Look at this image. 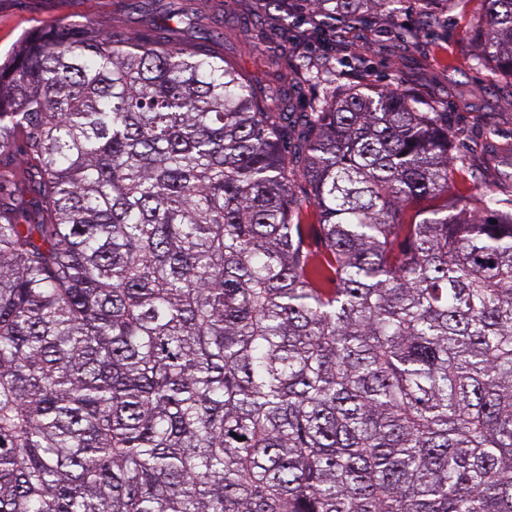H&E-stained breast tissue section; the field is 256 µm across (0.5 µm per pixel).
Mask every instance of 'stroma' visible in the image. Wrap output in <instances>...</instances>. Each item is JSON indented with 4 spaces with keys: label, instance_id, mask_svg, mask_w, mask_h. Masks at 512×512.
<instances>
[{
    "label": "stroma",
    "instance_id": "35a3bbf8",
    "mask_svg": "<svg viewBox=\"0 0 512 512\" xmlns=\"http://www.w3.org/2000/svg\"><path fill=\"white\" fill-rule=\"evenodd\" d=\"M197 11L224 32V55L258 82H266L262 50L267 43L293 50L300 35L310 34L309 57L327 45L314 31L306 5H297L280 18L266 0H192ZM127 0H0V57L18 50L24 37L66 22L91 23L112 33V20L124 14ZM422 0H404L397 15L378 13L366 27L346 29L340 39L364 58L367 80L380 87L405 83L438 111L447 113L453 156L462 160L454 197L484 191L512 199V176L495 171L488 161L491 141L512 138V87L498 82L479 65L467 46L473 21L482 12L481 0L438 4L436 25L404 47L400 32L420 19Z\"/></svg>",
    "mask_w": 512,
    "mask_h": 512
}]
</instances>
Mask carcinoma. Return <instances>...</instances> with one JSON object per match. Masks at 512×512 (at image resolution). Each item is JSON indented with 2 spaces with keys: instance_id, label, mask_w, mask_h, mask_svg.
<instances>
[{
  "instance_id": "carcinoma-1",
  "label": "carcinoma",
  "mask_w": 512,
  "mask_h": 512,
  "mask_svg": "<svg viewBox=\"0 0 512 512\" xmlns=\"http://www.w3.org/2000/svg\"><path fill=\"white\" fill-rule=\"evenodd\" d=\"M303 2L325 33L402 4ZM211 41L161 9L0 64V512H512V202H437L446 113L360 56L298 114L334 57L270 46L261 86ZM323 81L304 82L293 89L294 112H308L309 105L322 94Z\"/></svg>"
}]
</instances>
